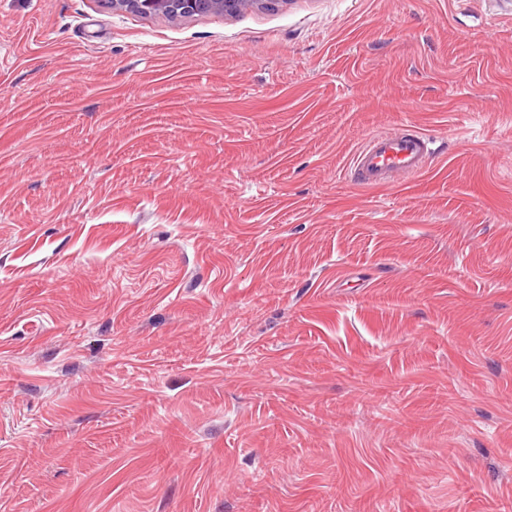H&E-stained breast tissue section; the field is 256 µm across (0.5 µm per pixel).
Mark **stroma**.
Segmentation results:
<instances>
[{
	"instance_id": "1",
	"label": "stroma",
	"mask_w": 512,
	"mask_h": 512,
	"mask_svg": "<svg viewBox=\"0 0 512 512\" xmlns=\"http://www.w3.org/2000/svg\"><path fill=\"white\" fill-rule=\"evenodd\" d=\"M0 512H512V0H0ZM197 3L196 0H138V7L134 4L127 7L138 13H140V9L147 14L182 16L193 11L192 7H195ZM434 142L420 131L397 128L368 138L354 154L348 168L351 181L364 186L393 183V176L413 177L435 157Z\"/></svg>"
}]
</instances>
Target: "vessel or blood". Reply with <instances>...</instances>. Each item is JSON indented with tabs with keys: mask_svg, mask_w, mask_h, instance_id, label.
<instances>
[{
	"mask_svg": "<svg viewBox=\"0 0 512 512\" xmlns=\"http://www.w3.org/2000/svg\"><path fill=\"white\" fill-rule=\"evenodd\" d=\"M434 157L430 136L398 128L368 138L354 154L348 177L364 186H384L397 174L418 175Z\"/></svg>",
	"mask_w": 512,
	"mask_h": 512,
	"instance_id": "obj_1",
	"label": "vessel or blood"
}]
</instances>
